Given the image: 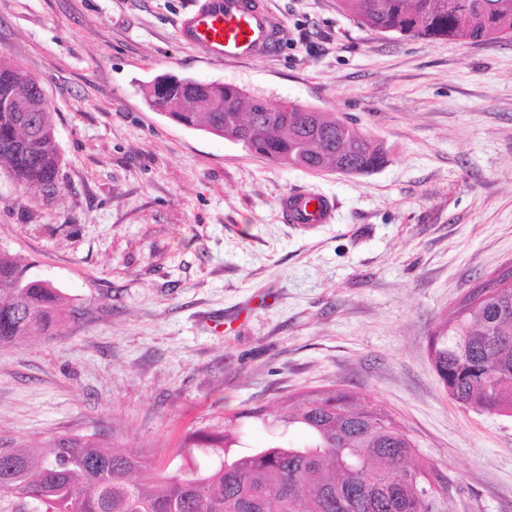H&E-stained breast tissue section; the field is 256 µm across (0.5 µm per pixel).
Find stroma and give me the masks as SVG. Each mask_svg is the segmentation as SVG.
Instances as JSON below:
<instances>
[{
    "instance_id": "35a3bbf8",
    "label": "stroma",
    "mask_w": 512,
    "mask_h": 512,
    "mask_svg": "<svg viewBox=\"0 0 512 512\" xmlns=\"http://www.w3.org/2000/svg\"><path fill=\"white\" fill-rule=\"evenodd\" d=\"M194 0H0V53L52 102L61 189L0 175V250L86 313L0 348V436L180 453L188 431L341 388L394 415L443 512H512V417L465 408L428 358L446 312L512 266V37L431 42L359 26L339 0H266L274 55L209 59ZM176 74L296 101L381 141L364 175L284 166L149 108ZM291 192L329 223L283 221Z\"/></svg>"
}]
</instances>
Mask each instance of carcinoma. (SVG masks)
I'll use <instances>...</instances> for the list:
<instances>
[{
  "instance_id": "carcinoma-1",
  "label": "carcinoma",
  "mask_w": 512,
  "mask_h": 512,
  "mask_svg": "<svg viewBox=\"0 0 512 512\" xmlns=\"http://www.w3.org/2000/svg\"><path fill=\"white\" fill-rule=\"evenodd\" d=\"M461 19L439 0H340L353 20L373 31L406 37L488 43L512 37V0H467ZM24 75L0 53V171L15 185L39 188L46 201L61 183V156L51 111L16 112L9 100ZM149 107L184 104L170 113L183 126L246 148L271 161L320 173L379 168L381 143L349 122L295 101L271 102L243 88L163 75L143 90ZM218 111L203 112L206 100ZM29 264L0 250V346L35 331L56 335L83 315L53 283L33 279ZM430 360L453 400L512 417V267L485 282L444 316ZM190 432L188 460L174 470L145 448H117L95 435L57 438L27 446L0 437V495L32 499L47 512H438L434 467L411 460L417 445L388 412L343 389L299 395L296 409L279 417L266 446L231 454L229 427ZM299 429L306 441L285 439ZM153 468L157 479L140 473Z\"/></svg>"
}]
</instances>
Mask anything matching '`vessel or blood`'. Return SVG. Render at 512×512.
<instances>
[{
    "label": "vessel or blood",
    "mask_w": 512,
    "mask_h": 512,
    "mask_svg": "<svg viewBox=\"0 0 512 512\" xmlns=\"http://www.w3.org/2000/svg\"><path fill=\"white\" fill-rule=\"evenodd\" d=\"M180 37L203 47L208 57L228 62L250 61L274 53L279 21L264 0H197L178 28ZM284 219L293 224H325L333 205L322 197L308 209L305 197L290 193L280 199Z\"/></svg>",
    "instance_id": "vessel-or-blood-1"
}]
</instances>
